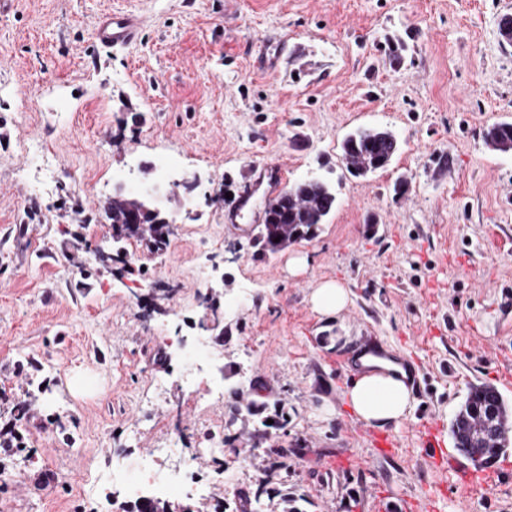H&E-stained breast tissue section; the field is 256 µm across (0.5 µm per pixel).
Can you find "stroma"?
Returning <instances> with one entry per match:
<instances>
[{"instance_id":"obj_1","label":"stroma","mask_w":512,"mask_h":512,"mask_svg":"<svg viewBox=\"0 0 512 512\" xmlns=\"http://www.w3.org/2000/svg\"><path fill=\"white\" fill-rule=\"evenodd\" d=\"M142 16L134 44L95 43L107 11ZM512 0H16L0 14V429L25 445L0 469V512H132L122 485L90 474L176 443L192 512H512V447L492 483L453 488L429 467L422 430L451 423L471 386L512 406ZM275 51L277 73L258 67ZM391 129L399 149L367 179L346 169L351 131ZM285 184L327 178L337 203L314 235L277 252L228 228L224 209L266 166ZM187 181L163 250L115 249L101 213L118 179ZM220 239L221 250L208 247ZM350 292L337 317L310 295ZM379 338L420 359L414 411L387 433L345 403L330 336ZM205 337L210 383L175 340ZM279 420L268 438L237 396ZM228 450L201 458L208 437ZM287 470L260 487L266 452ZM233 483H226V476Z\"/></svg>"}]
</instances>
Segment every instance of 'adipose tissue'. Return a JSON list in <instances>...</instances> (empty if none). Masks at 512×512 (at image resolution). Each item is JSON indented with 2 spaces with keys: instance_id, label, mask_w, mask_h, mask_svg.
<instances>
[{
  "instance_id": "ef3b65f1",
  "label": "adipose tissue",
  "mask_w": 512,
  "mask_h": 512,
  "mask_svg": "<svg viewBox=\"0 0 512 512\" xmlns=\"http://www.w3.org/2000/svg\"><path fill=\"white\" fill-rule=\"evenodd\" d=\"M345 392L349 409L366 426L383 429L399 425L416 404L413 391L398 367L368 359Z\"/></svg>"
}]
</instances>
